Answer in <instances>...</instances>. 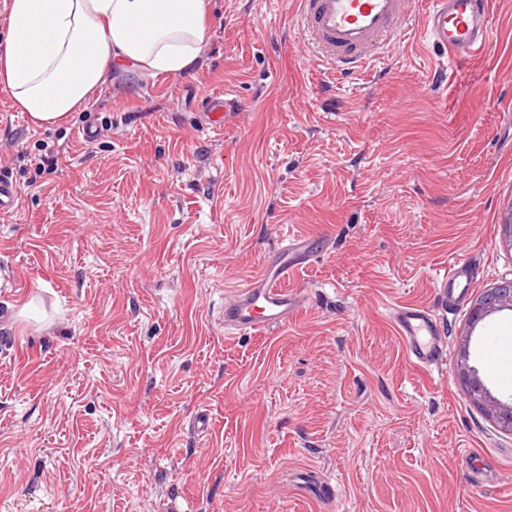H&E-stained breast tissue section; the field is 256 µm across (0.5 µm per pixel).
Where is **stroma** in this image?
Listing matches in <instances>:
<instances>
[{"mask_svg": "<svg viewBox=\"0 0 512 512\" xmlns=\"http://www.w3.org/2000/svg\"><path fill=\"white\" fill-rule=\"evenodd\" d=\"M210 2L194 74L113 72L52 129L0 89L18 189L0 219V512H512V433L452 367L512 331L506 309L471 320L512 281V0H490L492 45L442 85L425 0L349 83L296 0ZM227 88L243 108L216 133L199 109ZM291 234L331 240L287 282L305 307L228 332L225 297ZM462 256L478 280L448 318L450 365L414 367L391 308L431 301ZM30 300L44 321L18 319Z\"/></svg>", "mask_w": 512, "mask_h": 512, "instance_id": "stroma-1", "label": "stroma"}]
</instances>
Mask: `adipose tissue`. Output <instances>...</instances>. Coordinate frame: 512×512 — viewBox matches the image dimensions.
I'll list each match as a JSON object with an SVG mask.
<instances>
[{
	"label": "adipose tissue",
	"mask_w": 512,
	"mask_h": 512,
	"mask_svg": "<svg viewBox=\"0 0 512 512\" xmlns=\"http://www.w3.org/2000/svg\"><path fill=\"white\" fill-rule=\"evenodd\" d=\"M208 0H10L0 88L37 127L67 122L113 70L185 75L210 36Z\"/></svg>",
	"instance_id": "ef3b65f1"
}]
</instances>
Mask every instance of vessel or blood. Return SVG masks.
I'll return each instance as SVG.
<instances>
[{
    "mask_svg": "<svg viewBox=\"0 0 512 512\" xmlns=\"http://www.w3.org/2000/svg\"><path fill=\"white\" fill-rule=\"evenodd\" d=\"M300 26L319 48L323 61L348 80L372 60L375 50L410 20V0H299ZM490 0H429L423 31L440 63V80L464 55L481 52L490 42ZM240 102L232 91L208 97L202 119L211 129L223 128ZM325 249L315 236L285 238L265 268L224 301V326L243 333H263L287 325L302 309L301 290L282 282ZM478 270L467 258L449 262L433 281V304L404 303L392 312L396 332L412 365L442 370L448 363L445 323L474 287ZM512 337L495 335L483 350L489 374L502 366V353Z\"/></svg>",
    "mask_w": 512,
    "mask_h": 512,
    "instance_id": "b4317fda",
    "label": "vessel or blood"
}]
</instances>
